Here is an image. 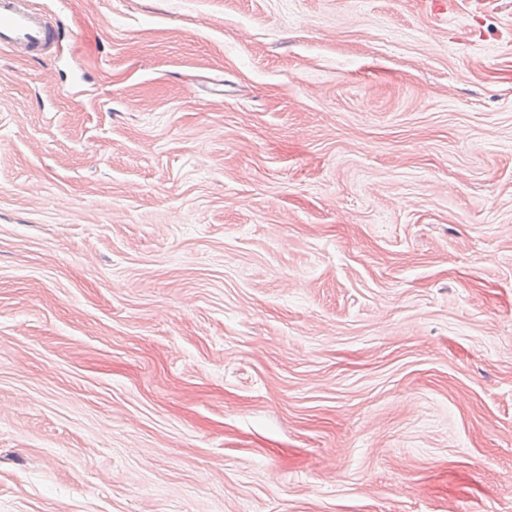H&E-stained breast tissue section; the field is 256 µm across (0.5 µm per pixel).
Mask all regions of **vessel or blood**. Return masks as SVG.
Wrapping results in <instances>:
<instances>
[{
    "mask_svg": "<svg viewBox=\"0 0 512 512\" xmlns=\"http://www.w3.org/2000/svg\"><path fill=\"white\" fill-rule=\"evenodd\" d=\"M52 37L44 16L24 0H0V47L20 46L34 53L43 50Z\"/></svg>",
    "mask_w": 512,
    "mask_h": 512,
    "instance_id": "b4317fda",
    "label": "vessel or blood"
}]
</instances>
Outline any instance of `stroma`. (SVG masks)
Here are the masks:
<instances>
[{"instance_id": "obj_1", "label": "stroma", "mask_w": 512, "mask_h": 512, "mask_svg": "<svg viewBox=\"0 0 512 512\" xmlns=\"http://www.w3.org/2000/svg\"><path fill=\"white\" fill-rule=\"evenodd\" d=\"M31 6L0 512H512V0Z\"/></svg>"}]
</instances>
